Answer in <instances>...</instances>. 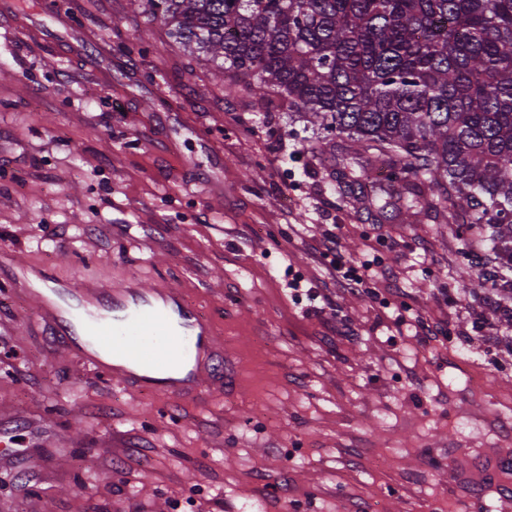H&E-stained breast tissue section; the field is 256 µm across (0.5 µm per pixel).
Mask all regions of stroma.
I'll return each mask as SVG.
<instances>
[{
    "label": "stroma",
    "mask_w": 512,
    "mask_h": 512,
    "mask_svg": "<svg viewBox=\"0 0 512 512\" xmlns=\"http://www.w3.org/2000/svg\"><path fill=\"white\" fill-rule=\"evenodd\" d=\"M52 2L68 26L0 0V512H512V349L480 342L506 328L494 290L459 288L487 243L403 192L353 198L350 142L302 140L284 112L256 127L128 0ZM330 227L345 260L384 266L373 294L329 275ZM19 264L178 288L235 389L169 400L96 374Z\"/></svg>",
    "instance_id": "obj_1"
}]
</instances>
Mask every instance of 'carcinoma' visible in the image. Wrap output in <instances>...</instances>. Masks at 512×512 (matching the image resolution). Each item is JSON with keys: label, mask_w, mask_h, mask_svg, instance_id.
Segmentation results:
<instances>
[{"label": "carcinoma", "mask_w": 512, "mask_h": 512, "mask_svg": "<svg viewBox=\"0 0 512 512\" xmlns=\"http://www.w3.org/2000/svg\"><path fill=\"white\" fill-rule=\"evenodd\" d=\"M259 112L391 161L512 269V0H130Z\"/></svg>", "instance_id": "1"}]
</instances>
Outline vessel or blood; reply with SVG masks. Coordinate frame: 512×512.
Masks as SVG:
<instances>
[{
	"label": "vessel or blood",
	"mask_w": 512,
	"mask_h": 512,
	"mask_svg": "<svg viewBox=\"0 0 512 512\" xmlns=\"http://www.w3.org/2000/svg\"><path fill=\"white\" fill-rule=\"evenodd\" d=\"M63 350L139 391L198 398L216 381L222 345L212 322L174 287L139 280L117 288L87 283L31 292Z\"/></svg>",
	"instance_id": "obj_1"
}]
</instances>
